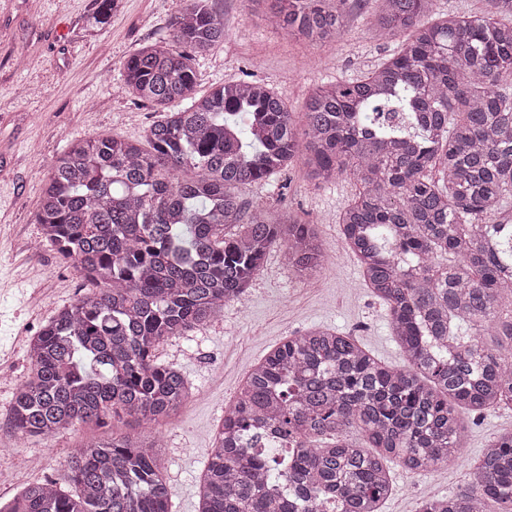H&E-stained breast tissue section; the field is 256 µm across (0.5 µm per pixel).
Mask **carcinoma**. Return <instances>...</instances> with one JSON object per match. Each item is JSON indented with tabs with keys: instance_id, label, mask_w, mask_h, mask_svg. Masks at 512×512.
I'll list each match as a JSON object with an SVG mask.
<instances>
[{
	"instance_id": "obj_1",
	"label": "carcinoma",
	"mask_w": 512,
	"mask_h": 512,
	"mask_svg": "<svg viewBox=\"0 0 512 512\" xmlns=\"http://www.w3.org/2000/svg\"><path fill=\"white\" fill-rule=\"evenodd\" d=\"M217 2L179 0L168 42L122 63V89L163 109L145 143L104 133L51 166L42 243L92 288L30 340L11 427L45 439L175 414L192 388L157 361L160 343L243 298L275 247L303 280L324 268L315 221L250 209L238 187L297 164L317 184L351 175L359 190L338 224L407 365L330 329L285 338L224 411L200 512H382L388 463L453 464L457 410L512 405V318L497 315L512 298V0H494V16L437 19L435 0H380L368 23L397 52L360 79L315 83L299 124L260 81L196 96L192 53L224 41ZM266 2L287 36L322 47L345 32L348 0ZM470 475L419 512H512V432ZM0 512H172L161 445L130 432L83 440L58 479L0 500Z\"/></svg>"
}]
</instances>
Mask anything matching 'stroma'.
Listing matches in <instances>:
<instances>
[{
	"label": "stroma",
	"mask_w": 512,
	"mask_h": 512,
	"mask_svg": "<svg viewBox=\"0 0 512 512\" xmlns=\"http://www.w3.org/2000/svg\"><path fill=\"white\" fill-rule=\"evenodd\" d=\"M344 35L314 48L273 32L265 0H218L224 41L197 54L195 91L253 71L300 112L313 84L336 75L359 77L393 48L365 15L378 0H349ZM178 0H0V484L9 499L25 486L57 478L77 444L106 437L111 425L80 426L44 440L15 434L9 416L14 393L28 375V342L61 306L83 296L86 281L52 248H35V214L53 160L75 140L101 133L143 139L159 111L121 88L122 63L135 50L167 38ZM287 192L249 184L238 194L251 207L309 214L321 222L328 265L314 283L297 279L282 249H274L242 302L229 303L207 327L161 344L156 358L176 363L195 386L181 411L156 428L172 492L173 512H199V480L224 408L243 378L285 337L323 326L356 339L383 362L404 358L388 328L387 311L361 280L358 264L339 237L337 218L357 192L352 178L333 185L307 180L302 168L285 175ZM466 439L455 464L425 473L392 466L393 490L383 512H418L429 494L464 489L466 469L492 437L512 431V408L476 417L459 413ZM21 453L23 467L13 455Z\"/></svg>",
	"instance_id": "1"
}]
</instances>
